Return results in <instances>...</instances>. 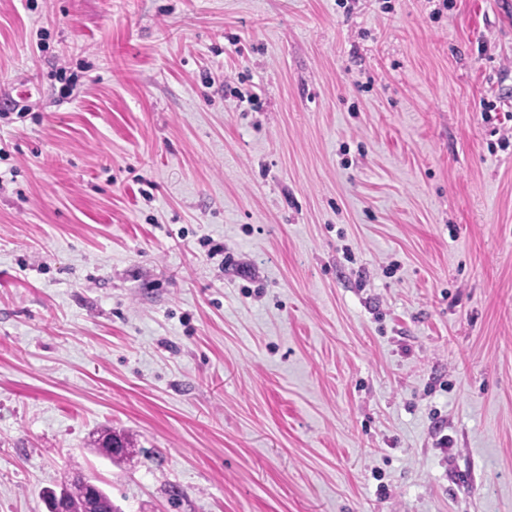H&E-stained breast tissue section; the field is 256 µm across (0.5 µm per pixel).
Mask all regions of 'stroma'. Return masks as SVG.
<instances>
[{"label": "stroma", "instance_id": "obj_1", "mask_svg": "<svg viewBox=\"0 0 512 512\" xmlns=\"http://www.w3.org/2000/svg\"><path fill=\"white\" fill-rule=\"evenodd\" d=\"M435 9L0 0V512H512V20ZM95 450L99 455L109 458L111 461L113 458L123 460L133 454L132 447L133 443L128 438H122L121 436L112 434L111 430H104L98 439L95 441ZM115 443L120 448L115 450L112 444ZM59 491L54 488L47 489L43 492L42 498L44 503H47L54 498V496L62 491L67 498L70 512H86L87 499L86 492L83 485L77 482L65 483L58 487ZM57 488V489H58Z\"/></svg>", "mask_w": 512, "mask_h": 512}]
</instances>
